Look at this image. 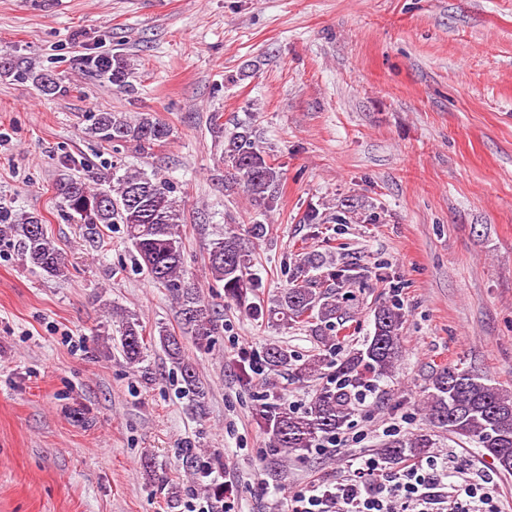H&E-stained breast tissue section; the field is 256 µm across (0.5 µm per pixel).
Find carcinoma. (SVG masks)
<instances>
[{"label": "carcinoma", "mask_w": 512, "mask_h": 512, "mask_svg": "<svg viewBox=\"0 0 512 512\" xmlns=\"http://www.w3.org/2000/svg\"><path fill=\"white\" fill-rule=\"evenodd\" d=\"M88 65L119 90L130 86L131 68L123 58L98 55ZM19 76L32 80L45 95L61 92L60 83L48 80L44 72L22 71ZM87 131L101 143L130 148L145 156L163 147L171 135L170 127L151 113L132 119L118 112H99L91 116ZM223 160L225 184L241 186L252 206L273 209L283 172L259 145L249 125L237 123L224 133ZM55 189L74 223L95 227L123 225L147 275L167 290L178 308L182 335L160 326L148 340L136 315L112 310L126 362L137 365L144 361L149 346H159L179 370L183 392L195 408H203L207 389L185 358L183 336H189L200 347L210 346L212 336L222 328L221 314L187 277L177 186L156 173L126 170L122 174H105L87 167L82 174L61 175ZM379 220L380 215L374 211L359 215L341 207L333 212L310 207L303 216V223L310 225L316 238L322 234L323 224H375ZM266 235L267 225L261 223L250 225L245 238L227 228L224 239L212 243L209 249L208 273L214 282L222 284L224 298L246 314L279 328L304 327L315 333L324 353L300 363L288 348L270 343L260 360L244 358L237 365L238 379L244 386L251 385L254 376L266 370H283L302 378L323 375V368L330 365L326 354L334 352L337 341L326 331H334L338 325L347 330V323L352 321L343 307L344 290L373 277L383 279V274H374L358 262L338 263L322 252L310 250L296 255L285 286L274 295L271 305L264 306L258 295L262 284L253 267L256 247ZM0 244L17 248L22 262L48 277L67 275L65 258L47 236L45 221L37 213H26L12 221L0 214ZM372 314V334L365 337L362 347L349 350L336 362L330 381L316 390L304 412L299 414L277 403V396L268 394L267 402L256 408L255 418L268 438V447L275 449L282 461H288L293 454L308 453L319 441L340 433L353 413L351 388L389 377L401 361L405 322L401 304L379 301ZM423 409L434 427L476 442L499 472L512 474V391L491 384L478 373L448 366L432 378ZM430 447L429 435L412 434L386 443L380 455L392 463L419 456Z\"/></svg>", "instance_id": "carcinoma-1"}]
</instances>
